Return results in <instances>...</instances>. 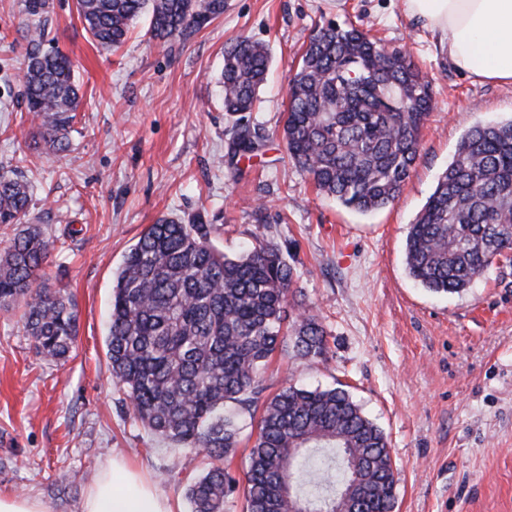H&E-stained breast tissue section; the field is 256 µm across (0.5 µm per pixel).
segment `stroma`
Here are the masks:
<instances>
[{"label":"stroma","instance_id":"1","mask_svg":"<svg viewBox=\"0 0 512 512\" xmlns=\"http://www.w3.org/2000/svg\"><path fill=\"white\" fill-rule=\"evenodd\" d=\"M351 23L408 50L435 108L399 197L368 214L318 194L282 140L287 78L315 23ZM22 0H0V170L21 166L33 186L25 221L56 241L44 281L66 288L79 329L70 357L46 361L21 310H0V492L80 512L111 458L145 470L189 512L186 489L209 466L151 433L114 382L106 337L112 286L128 249L159 218L203 215L226 254L278 244L295 289L328 336L325 359L278 351L267 394L346 385L385 432L396 467L394 512H512V268H493L459 294L437 295L405 267L410 224L473 126L512 119V85L459 70L438 34L401 0H228L187 39L153 37L147 17L118 49L99 47L75 0H50L45 25L81 86L69 147L31 141L21 101L28 50ZM266 43L267 82L252 114L268 139L231 165V120L218 78L224 48ZM262 217H255V208Z\"/></svg>","mask_w":512,"mask_h":512}]
</instances>
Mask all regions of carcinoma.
<instances>
[{
  "label": "carcinoma",
  "instance_id": "obj_1",
  "mask_svg": "<svg viewBox=\"0 0 512 512\" xmlns=\"http://www.w3.org/2000/svg\"><path fill=\"white\" fill-rule=\"evenodd\" d=\"M227 0H76L86 31L119 47L147 15L161 40L186 38L224 14ZM49 0H23L41 18ZM23 98L37 135L64 151L79 107L68 56L44 48V24L27 31ZM267 49L239 38L224 50V111L233 118L229 157L251 159L263 135L251 112L266 80ZM283 141L289 160L315 187L360 213L398 197L415 168L420 132L432 109L430 83L408 54L351 23L315 25L289 76ZM31 183L0 172V226L16 232L0 254V304L24 308L26 332L50 361L69 357L78 314L65 290L35 288L54 247L36 224L20 225ZM202 216L162 217L124 257L112 293L107 334L112 377L133 415L151 432L211 466L187 491L192 512H224L244 490L246 512H337L338 495L363 489L355 512H393L395 468L384 432L340 388L283 387L264 396V373L283 347L323 359L327 331L292 286L295 268L265 243L229 256L211 244ZM409 276L433 293H459L496 264L512 266V119L479 124L460 140L410 225ZM257 436L244 476L224 467L244 417Z\"/></svg>",
  "mask_w": 512,
  "mask_h": 512
}]
</instances>
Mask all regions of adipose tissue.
I'll use <instances>...</instances> for the list:
<instances>
[{
  "label": "adipose tissue",
  "instance_id": "ef3b65f1",
  "mask_svg": "<svg viewBox=\"0 0 512 512\" xmlns=\"http://www.w3.org/2000/svg\"><path fill=\"white\" fill-rule=\"evenodd\" d=\"M440 37L449 59L483 81L512 84V0H404ZM81 512H173L155 486L120 460L109 461Z\"/></svg>",
  "mask_w": 512,
  "mask_h": 512
}]
</instances>
